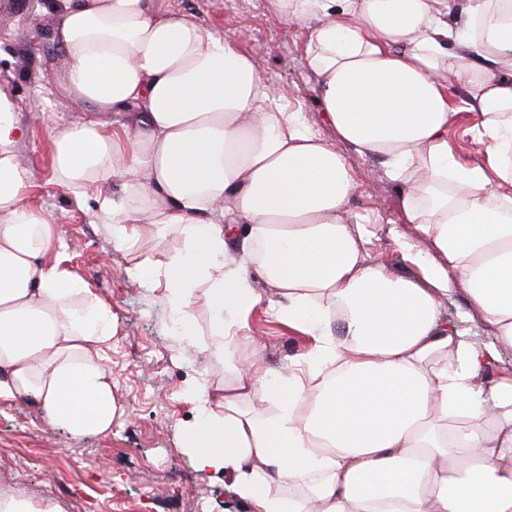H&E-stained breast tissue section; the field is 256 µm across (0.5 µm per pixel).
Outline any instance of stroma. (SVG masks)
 I'll return each mask as SVG.
<instances>
[{"mask_svg":"<svg viewBox=\"0 0 512 512\" xmlns=\"http://www.w3.org/2000/svg\"><path fill=\"white\" fill-rule=\"evenodd\" d=\"M164 6L228 37L278 87L288 108L301 110L315 133L340 146L314 91L307 25L286 23L265 0H164ZM49 26L35 0H0V90L14 99L17 118L28 130L19 152L28 171L30 202L61 224L65 265L112 307L116 332L104 362L122 413L114 418L110 435L76 439L50 426L26 403L1 402L0 469L15 488L52 500L59 512H249L227 490L223 474L199 471L180 446V431L195 416L187 386L202 375L223 384L231 378L228 366L198 352L181 353L162 291L127 275L126 256L113 249L97 217V195L78 199L55 183L53 135L81 121L84 112L56 105L52 76L63 61L49 41ZM349 158L358 182L350 213L372 232L371 262L401 275H419L401 245L402 238L418 236L402 209L401 186L378 160L354 152ZM442 304L468 340L493 341L487 327L473 319L465 293L455 291ZM249 332L264 343L274 368L308 344L305 336L261 311L252 316Z\"/></svg>","mask_w":512,"mask_h":512,"instance_id":"1","label":"stroma"}]
</instances>
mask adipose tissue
I'll list each match as a JSON object with an SVG mask.
<instances>
[{
  "label": "adipose tissue",
  "mask_w": 512,
  "mask_h": 512,
  "mask_svg": "<svg viewBox=\"0 0 512 512\" xmlns=\"http://www.w3.org/2000/svg\"><path fill=\"white\" fill-rule=\"evenodd\" d=\"M267 2L310 26L307 64L347 152L162 0H52L58 102L91 108L54 135L56 183L100 196L127 274L163 290L185 346L232 367L224 388L189 386L181 445L252 512H512V379L487 378L512 352V0ZM461 109L477 117V164L448 140ZM26 135L0 91V402L106 436L112 307L53 259L59 226L28 200ZM352 151L402 186L434 251L405 241L420 276L368 262ZM169 234L178 251L143 258ZM460 286L493 344L444 315ZM258 308L309 349L267 366L247 326Z\"/></svg>",
  "instance_id": "obj_1"
}]
</instances>
